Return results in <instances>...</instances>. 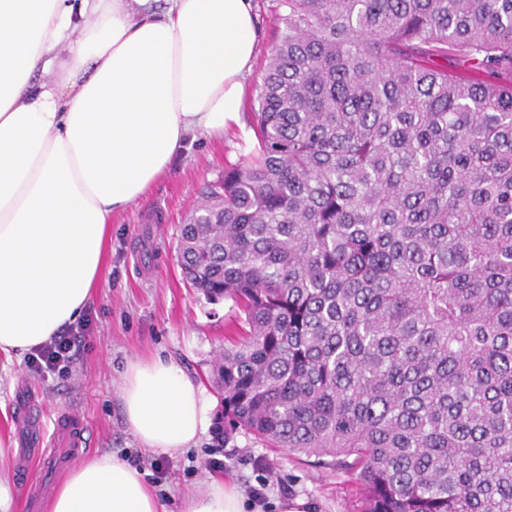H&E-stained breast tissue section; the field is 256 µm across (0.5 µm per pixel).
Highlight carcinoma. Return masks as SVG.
I'll return each instance as SVG.
<instances>
[{"mask_svg":"<svg viewBox=\"0 0 512 512\" xmlns=\"http://www.w3.org/2000/svg\"><path fill=\"white\" fill-rule=\"evenodd\" d=\"M258 149L180 226L224 431L357 512H512V0H280Z\"/></svg>","mask_w":512,"mask_h":512,"instance_id":"carcinoma-1","label":"carcinoma"}]
</instances>
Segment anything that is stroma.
Instances as JSON below:
<instances>
[{"label":"stroma","mask_w":512,"mask_h":512,"mask_svg":"<svg viewBox=\"0 0 512 512\" xmlns=\"http://www.w3.org/2000/svg\"><path fill=\"white\" fill-rule=\"evenodd\" d=\"M253 5L259 35L239 125L220 139L199 131L190 134L170 172L113 219L106 269L87 308L92 327L68 373L42 377L27 362L9 363L0 356V437L11 439L17 453L31 448V434L16 428L14 421L18 400L34 396L48 419L68 412L86 418L89 433L81 461L103 454L120 460L136 452L143 472H150L160 456L141 447L130 432L120 389L129 361L171 358L205 389L212 427L196 446L162 456L165 480L152 488L162 512H181L184 499L214 477L246 495L263 487L264 499L252 502L253 512H275V502L286 497L305 499L310 512H357L360 485L354 474L268 447L241 428L217 437L224 405L209 375L214 357L234 333L232 303L207 302L186 284L178 264V229L204 184L220 180L225 168L242 162L257 146L254 107L282 23L279 0H253Z\"/></svg>","instance_id":"1"}]
</instances>
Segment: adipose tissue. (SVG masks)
I'll list each match as a JSON object with an SVG mask.
<instances>
[{
  "label": "adipose tissue",
  "mask_w": 512,
  "mask_h": 512,
  "mask_svg": "<svg viewBox=\"0 0 512 512\" xmlns=\"http://www.w3.org/2000/svg\"><path fill=\"white\" fill-rule=\"evenodd\" d=\"M0 0V354L18 359L95 294L112 217L165 176L190 133L238 122L258 40L252 0ZM125 421L143 447L195 446L208 398L174 361H131ZM214 478L182 512H244ZM45 512H161L136 468L72 469Z\"/></svg>",
  "instance_id": "adipose-tissue-1"
}]
</instances>
